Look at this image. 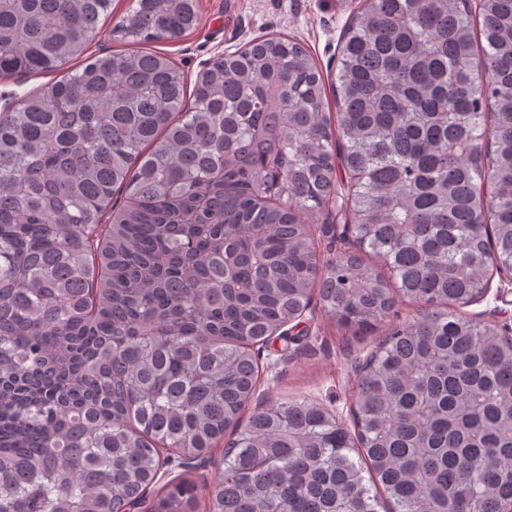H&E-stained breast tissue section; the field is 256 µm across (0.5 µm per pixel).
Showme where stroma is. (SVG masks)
I'll return each instance as SVG.
<instances>
[{"label": "stroma", "instance_id": "35a3bbf8", "mask_svg": "<svg viewBox=\"0 0 512 512\" xmlns=\"http://www.w3.org/2000/svg\"><path fill=\"white\" fill-rule=\"evenodd\" d=\"M364 5V0H197L200 30L175 42L158 41L157 46L170 54L192 83L214 57L284 34L310 52L325 81L331 82L339 66L342 35ZM346 191V176L337 175L336 201L310 218L320 264L355 249L347 229L351 218L340 203ZM419 312L418 304L397 300L388 323L412 321ZM463 312L474 320L512 329V281L493 273L485 294ZM388 323L379 324L371 335L357 337L319 301H312L304 319L263 351L252 407L306 398L324 404L345 425H352L354 361L374 348Z\"/></svg>", "mask_w": 512, "mask_h": 512}]
</instances>
